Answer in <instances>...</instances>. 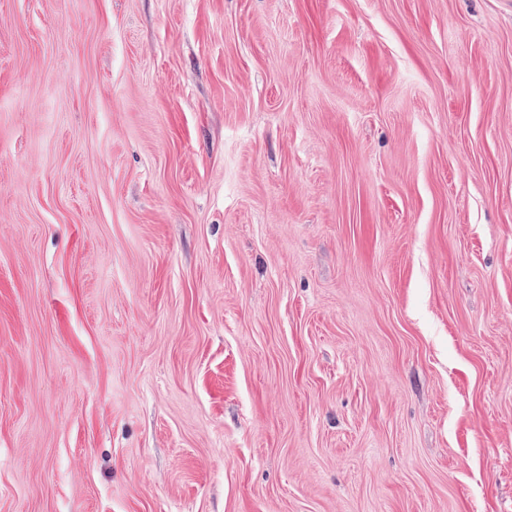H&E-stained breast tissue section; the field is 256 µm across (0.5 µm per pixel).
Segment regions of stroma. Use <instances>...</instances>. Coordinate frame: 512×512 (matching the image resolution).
<instances>
[{"mask_svg": "<svg viewBox=\"0 0 512 512\" xmlns=\"http://www.w3.org/2000/svg\"><path fill=\"white\" fill-rule=\"evenodd\" d=\"M0 512H512V0H0Z\"/></svg>", "mask_w": 512, "mask_h": 512, "instance_id": "stroma-1", "label": "stroma"}]
</instances>
